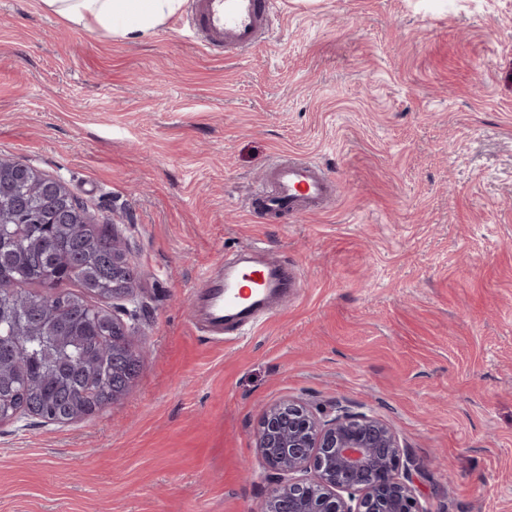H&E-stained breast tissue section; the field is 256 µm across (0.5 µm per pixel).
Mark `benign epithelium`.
Listing matches in <instances>:
<instances>
[{
  "mask_svg": "<svg viewBox=\"0 0 512 512\" xmlns=\"http://www.w3.org/2000/svg\"><path fill=\"white\" fill-rule=\"evenodd\" d=\"M113 366L125 379L112 388L116 402L135 381L140 358L117 356ZM256 448L279 475L259 512H428L420 503V466L373 415L343 411L321 420L299 403L275 404L262 415ZM309 466L314 478L300 476Z\"/></svg>",
  "mask_w": 512,
  "mask_h": 512,
  "instance_id": "benign-epithelium-1",
  "label": "benign epithelium"
}]
</instances>
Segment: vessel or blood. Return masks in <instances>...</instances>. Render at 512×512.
<instances>
[{
  "label": "vessel or blood",
  "instance_id": "1",
  "mask_svg": "<svg viewBox=\"0 0 512 512\" xmlns=\"http://www.w3.org/2000/svg\"><path fill=\"white\" fill-rule=\"evenodd\" d=\"M194 14L211 50L244 52L266 34L270 0H195ZM335 185L312 163L277 157L253 188L250 201L272 217L293 214L327 202ZM295 286L294 276L268 263L263 248L255 245L237 263L203 276L196 311L211 334H239L293 295Z\"/></svg>",
  "mask_w": 512,
  "mask_h": 512
}]
</instances>
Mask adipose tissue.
Listing matches in <instances>:
<instances>
[{"instance_id":"1","label":"adipose tissue","mask_w":512,"mask_h":512,"mask_svg":"<svg viewBox=\"0 0 512 512\" xmlns=\"http://www.w3.org/2000/svg\"><path fill=\"white\" fill-rule=\"evenodd\" d=\"M183 0H41L70 24L133 38H147L181 8Z\"/></svg>"}]
</instances>
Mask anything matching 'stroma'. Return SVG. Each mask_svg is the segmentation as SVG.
I'll return each instance as SVG.
<instances>
[{
	"mask_svg": "<svg viewBox=\"0 0 512 512\" xmlns=\"http://www.w3.org/2000/svg\"><path fill=\"white\" fill-rule=\"evenodd\" d=\"M216 55L185 0L143 40L0 0V159L62 180L127 247L129 391L0 424V512H258L263 411L365 412L423 466L428 512H512V0H271ZM328 207L248 205L278 154ZM260 241L295 294L216 339L203 272Z\"/></svg>",
	"mask_w": 512,
	"mask_h": 512,
	"instance_id": "obj_1",
	"label": "stroma"
}]
</instances>
